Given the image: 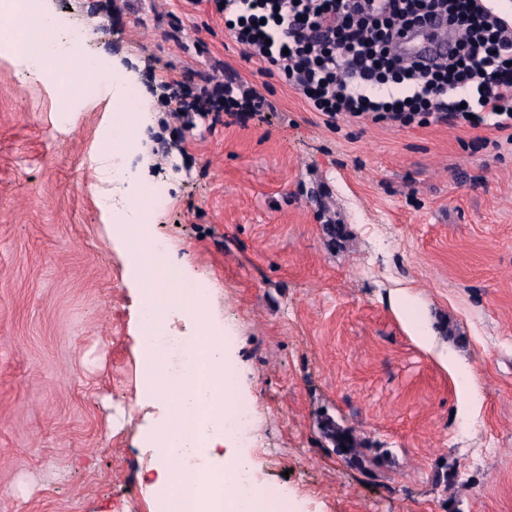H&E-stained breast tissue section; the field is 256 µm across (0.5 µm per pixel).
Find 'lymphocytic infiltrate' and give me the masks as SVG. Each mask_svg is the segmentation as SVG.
I'll return each instance as SVG.
<instances>
[{
	"label": "lymphocytic infiltrate",
	"mask_w": 512,
	"mask_h": 512,
	"mask_svg": "<svg viewBox=\"0 0 512 512\" xmlns=\"http://www.w3.org/2000/svg\"><path fill=\"white\" fill-rule=\"evenodd\" d=\"M224 24L265 72L340 119L398 127L469 121L512 130V25L477 0H223ZM431 16L464 22L458 48L432 66L395 54L394 40Z\"/></svg>",
	"instance_id": "lymphocytic-infiltrate-1"
}]
</instances>
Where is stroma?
<instances>
[{
    "label": "stroma",
    "instance_id": "stroma-1",
    "mask_svg": "<svg viewBox=\"0 0 512 512\" xmlns=\"http://www.w3.org/2000/svg\"><path fill=\"white\" fill-rule=\"evenodd\" d=\"M132 75L153 233L210 288L252 425L237 444L288 512H512V144L489 126H328L261 70L217 0H43ZM256 112L169 111L167 82ZM0 54V512H150L137 293L88 185L96 88ZM386 454L370 478L319 429ZM453 488H446V480Z\"/></svg>",
    "mask_w": 512,
    "mask_h": 512
}]
</instances>
